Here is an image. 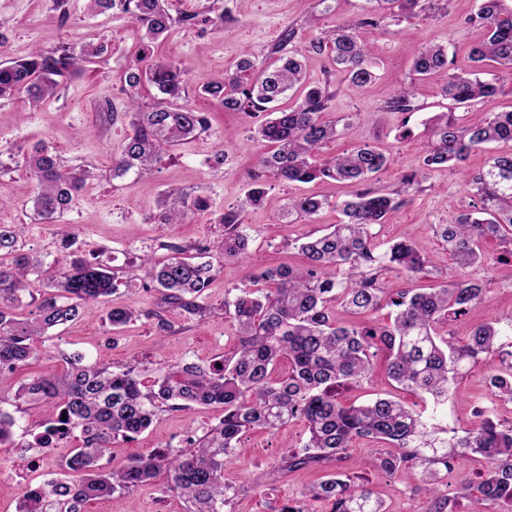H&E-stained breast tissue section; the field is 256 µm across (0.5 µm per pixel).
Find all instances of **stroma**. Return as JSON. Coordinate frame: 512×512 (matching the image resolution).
Listing matches in <instances>:
<instances>
[{
  "label": "stroma",
  "instance_id": "obj_1",
  "mask_svg": "<svg viewBox=\"0 0 512 512\" xmlns=\"http://www.w3.org/2000/svg\"><path fill=\"white\" fill-rule=\"evenodd\" d=\"M168 2L176 14H205L197 26H174L153 43L152 50L157 57L190 67L186 96L191 105L207 112L209 128L170 149L151 171L116 177L112 160L129 131L123 74L145 42L143 29L118 12L89 13L87 0H65L68 19L64 22L59 19L56 0H0V62L27 57L37 49L48 51L61 42L77 50L88 44L107 47L101 57L86 63L83 71L38 106H31L23 95L0 99V224L19 225L24 252L47 262L62 255L63 235L75 234L83 256L123 269L127 279L111 302L85 304L78 319L38 337L36 355L29 365L0 373V408L12 412L17 421L13 444L0 446V512H17L25 488L55 477L77 446L70 440L47 452L29 447L31 434L56 418L58 405L50 399L35 404L17 401L22 383L35 375L64 372L68 358L74 356L114 370L230 356L237 346L236 326L224 313V301L233 298L237 289L252 287L253 262L302 264L299 239L326 233L341 219L340 204L347 189L334 183L300 184L272 178L264 202L247 205L249 175L265 150L255 138L261 119L224 111L212 99L199 95L198 87L234 73L247 54L257 70L274 68L275 48L288 26H296L302 40H310L329 26L361 19L363 0H218L212 8L206 0ZM477 6L478 0H434L425 11L408 17L389 16L380 27L361 28L362 38L379 62L376 80L363 89L349 87L327 56L306 55L308 81L329 83L333 94L325 119L345 116L350 122L339 139L319 149L318 159L364 144L375 146L385 155L386 164L369 177L366 186L383 193L400 191L403 176L416 174V190L374 231L381 243L410 234L422 254L436 258L440 270L420 280L423 288L439 285L444 270L452 266L435 228L450 223L474 197L462 173H478L490 156L512 151V142L494 143L471 152L458 171L423 166L431 117L451 112L467 123L491 110H512L511 74H500L492 102L461 107L442 96L440 80H422L412 71L416 50L425 42L446 45L456 64H466L471 47L484 35L483 27L471 21ZM402 85L413 89L415 112H391L385 107L392 92ZM105 103L112 105V113L101 112ZM40 143L53 149L65 167L95 173L54 224L39 223L33 216L35 187L24 155ZM219 151L224 154V164L215 169L211 159ZM171 193L189 200L204 196L210 206L190 211L185 223L167 224L162 216L165 198ZM306 195L327 198L329 204L314 221H287L283 211L289 200ZM228 209L242 212L249 238V256L243 260L224 258V227L219 218ZM175 246L189 250L205 247L206 259L215 269L201 300L207 309L204 318H190L165 305L161 293L143 288L138 278L140 256L147 254L162 261ZM482 250L485 259L473 275L484 285L483 300L465 317L441 324L440 334L451 332L461 337L478 322L512 315V245L491 238L483 242ZM114 305L136 314L134 321L116 331L107 320ZM161 317L178 325V333L160 335L157 320ZM485 375L484 366L477 365L458 380L444 407L442 422L448 428L462 430L474 424L475 408L486 392ZM377 397H391L414 407L422 404L417 394L392 385L381 369L369 383L341 390L338 399L348 405ZM223 415L218 405L158 411L145 432L134 440L113 444L112 461L118 464L134 455L185 447L188 438L202 435ZM306 438V427L299 420L272 432H247L242 453L224 472L225 482L236 490L227 512H281L288 504L301 506L305 512H331L329 501L306 495L309 485L323 475V468L292 472L279 468L281 458L301 448ZM391 451L388 444L359 439L349 456L334 468L368 482L388 512H420L426 499L423 488L416 481L381 474L375 467L377 458ZM84 512H187V504L169 491L161 473L118 501L88 502Z\"/></svg>",
  "mask_w": 512,
  "mask_h": 512
}]
</instances>
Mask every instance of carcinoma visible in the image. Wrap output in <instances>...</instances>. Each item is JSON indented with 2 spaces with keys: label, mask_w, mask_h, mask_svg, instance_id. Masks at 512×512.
I'll list each match as a JSON object with an SVG mask.
<instances>
[{
  "label": "carcinoma",
  "mask_w": 512,
  "mask_h": 512,
  "mask_svg": "<svg viewBox=\"0 0 512 512\" xmlns=\"http://www.w3.org/2000/svg\"><path fill=\"white\" fill-rule=\"evenodd\" d=\"M365 2V17L357 23L338 25L302 48L294 44L296 29L288 28L275 49L280 65L253 81L245 78L254 68L246 56L236 73L198 89L227 112L269 113L256 130L258 139L271 150L258 158L262 173L251 176L247 194L251 204H259L266 193L267 182L262 179L266 172L287 182L329 179L353 188L351 198L343 203L342 222L299 245L304 266L257 265L255 278L274 285V291L259 295L242 289L224 300V312L237 324L238 344L231 356L210 362L180 360L158 368L149 380L144 378L145 369L114 371L77 358L60 376H40L24 384L17 399L59 397L60 413L66 416L34 434L27 447L48 448L52 441L70 437L78 438L80 444L65 463V477L27 488L18 512H83L87 502L117 500L162 468L169 489L190 503L189 512H224L235 494L224 483V469L242 453V435L273 431L296 419L306 422L308 439L284 460L285 470L322 467L344 459L356 439L385 441L398 452L378 458L376 468L422 483L428 495L425 512H452L445 478L469 459L487 464L477 486L465 475L459 481L457 495L470 499L469 512H512V425H504L486 407L477 409L476 423L460 433L438 420V410L447 404L458 378L478 363L486 367L489 398L512 402V318L473 325L461 345L437 332L440 324L482 301L484 285L469 274L483 261L482 243L512 234V152L494 155L477 174H463L478 202L438 230L454 271L438 288L416 287L418 276L428 274L435 260L421 255L407 236L384 248L373 241L372 227L385 223L405 203L390 193L364 187L368 176L385 165L386 157L364 144L323 164L313 161L316 150L336 139L338 122L322 118L332 93L326 84L306 83L302 58L306 51L324 54L349 86L359 89L371 84L378 62L357 28L380 26L377 6L393 0ZM89 9L129 16L145 28L151 41L177 22L192 26L198 18L185 13L173 16L166 0H89ZM476 20L485 26V37L470 50L466 67L448 74L454 61L448 58V48L437 43L421 45L413 60V70L421 78L450 76L442 93L458 105L490 102L496 96V81L481 79L482 68L512 71V7L506 0H479ZM104 52L105 45L100 44L76 55L61 42L50 52L36 50L25 59L1 62L0 99L23 93L37 105L56 93L61 80L79 73L83 64ZM187 74V67L155 58L147 49L125 71L130 132L119 157L113 159V176L149 170L170 147L208 129L206 114L183 101ZM146 84L160 97L144 106L136 95ZM291 91L300 92L297 106L275 110L273 103ZM412 98L410 89L400 88L387 101V108L411 112ZM500 141H512V111L491 112L468 125L440 115L434 118L423 165L458 169L471 151ZM26 168L35 181L34 216L42 224L56 223L93 177L86 169L77 173L65 169L45 144L34 146ZM326 204L315 196L301 197L290 203L288 212L311 219ZM165 206L167 223L186 219L189 207L184 198L168 197ZM221 223L224 259L247 257L241 211H224ZM20 231L17 224H0V369L26 363L35 353V337L74 320L82 305L108 300L124 284L120 272L80 256L74 236L63 238L65 254L48 265L22 252ZM140 269L143 287L160 290L173 307L204 316L205 308L197 299L214 276L211 263L176 248L162 263L142 260ZM389 271L404 275L408 286L386 294L378 281ZM36 280L47 282L55 291L41 298L35 319H18L13 310L31 295L30 285ZM333 303L354 316L368 317L387 306L395 308V315L385 325H346L335 320ZM135 318L133 311L121 307L108 312L115 329ZM380 353L386 358L388 378L429 399L431 412L391 398L359 405L338 401V388L371 379L374 358ZM285 360L288 372L279 375ZM214 404L224 407V418L203 436L189 438L187 448L133 456L107 470L100 465L114 441L144 432L159 410ZM15 426L13 415L0 408V444L12 441ZM307 496L331 501V512H386L372 489L342 478L337 471L325 473L324 479L307 489Z\"/></svg>",
  "instance_id": "cac0c4a2"
}]
</instances>
